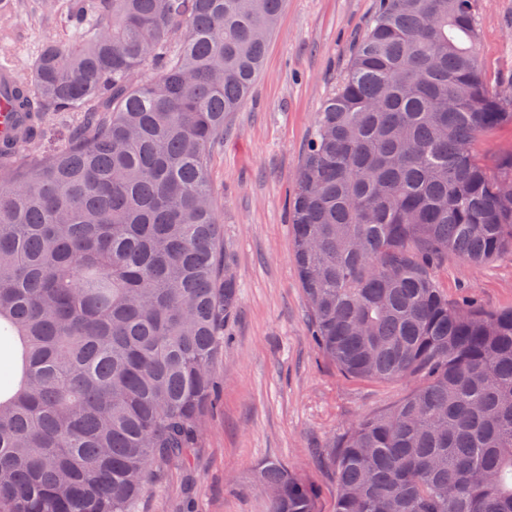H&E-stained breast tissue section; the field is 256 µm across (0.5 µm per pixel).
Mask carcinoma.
I'll return each mask as SVG.
<instances>
[{
  "instance_id": "obj_1",
  "label": "carcinoma",
  "mask_w": 512,
  "mask_h": 512,
  "mask_svg": "<svg viewBox=\"0 0 512 512\" xmlns=\"http://www.w3.org/2000/svg\"><path fill=\"white\" fill-rule=\"evenodd\" d=\"M284 0H65L87 39L18 73L0 145V512H133L185 457L238 302L209 182ZM318 112L289 207L315 342L416 386L326 450L336 512H512V309L448 302L432 266L512 253V92L475 0H378ZM152 71L148 78L143 72ZM52 115L74 118L46 156ZM270 512L315 490L262 467ZM475 148L479 154L487 156L512 151V127L505 126L481 134L476 140Z\"/></svg>"
}]
</instances>
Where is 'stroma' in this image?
<instances>
[{"label":"stroma","instance_id":"stroma-1","mask_svg":"<svg viewBox=\"0 0 512 512\" xmlns=\"http://www.w3.org/2000/svg\"><path fill=\"white\" fill-rule=\"evenodd\" d=\"M476 2L478 61L512 89V0ZM375 8L376 0H284L249 97L224 124L211 180L238 306L212 367L216 394L196 445L151 482L136 512H269L258 480L266 461L315 488L313 512H334L327 444L413 388L345 376L323 356L293 258L289 198L303 150ZM73 37L65 15L41 0L0 13V60L21 70L45 39ZM433 275L449 302L468 295L486 310L512 308V255L475 266L452 254Z\"/></svg>","mask_w":512,"mask_h":512}]
</instances>
